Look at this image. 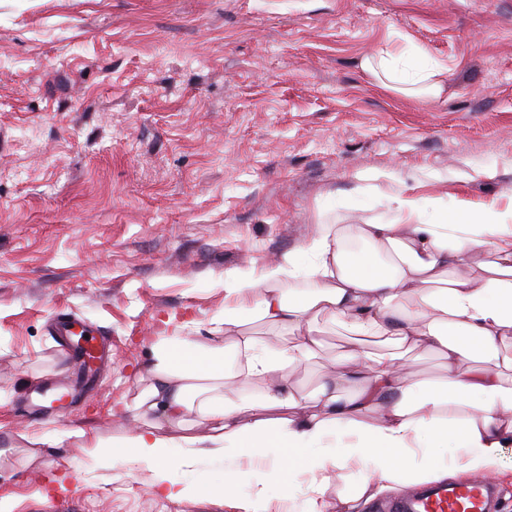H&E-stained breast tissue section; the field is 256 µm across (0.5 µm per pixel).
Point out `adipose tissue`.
Masks as SVG:
<instances>
[{"label":"adipose tissue","mask_w":512,"mask_h":512,"mask_svg":"<svg viewBox=\"0 0 512 512\" xmlns=\"http://www.w3.org/2000/svg\"><path fill=\"white\" fill-rule=\"evenodd\" d=\"M363 67L384 87L434 97L448 72L409 40ZM398 206L404 222L325 224L260 271L225 270L223 310L188 335L159 338L138 393L113 407V418L133 416L135 427L112 437L46 427L31 445L78 437L101 465L122 455L145 464L152 489L170 500L209 485L237 512H268V485L282 479L305 486L306 512H324L330 474L346 473L337 512H359L386 492L462 471L498 477L512 442V214L460 211L446 221L437 199ZM355 237L369 249L354 251ZM485 245L489 260L455 278L468 250ZM291 279L305 280V292L288 294ZM250 321L270 339L246 332ZM338 322L395 353L352 349L314 394L295 392L289 369L317 357L322 325ZM417 349L443 356L446 375L411 381L402 355ZM230 376L239 386L227 385ZM254 378L264 389L250 395ZM197 423L204 435L192 434ZM245 456L268 468L248 498L237 493ZM456 457L463 468L452 466Z\"/></svg>","instance_id":"obj_1"}]
</instances>
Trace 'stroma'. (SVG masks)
Wrapping results in <instances>:
<instances>
[{
  "mask_svg": "<svg viewBox=\"0 0 512 512\" xmlns=\"http://www.w3.org/2000/svg\"><path fill=\"white\" fill-rule=\"evenodd\" d=\"M404 36L448 65L440 98L362 69ZM356 193L338 223L396 217L401 196L512 210V0H0V498L234 512L156 495L143 464L98 467L78 438L28 447L27 399L72 373L48 323L102 331L112 361L45 421L119 434L156 337L205 326L226 269H260ZM320 341L298 392L348 346Z\"/></svg>",
  "mask_w": 512,
  "mask_h": 512,
  "instance_id": "1",
  "label": "stroma"
}]
</instances>
